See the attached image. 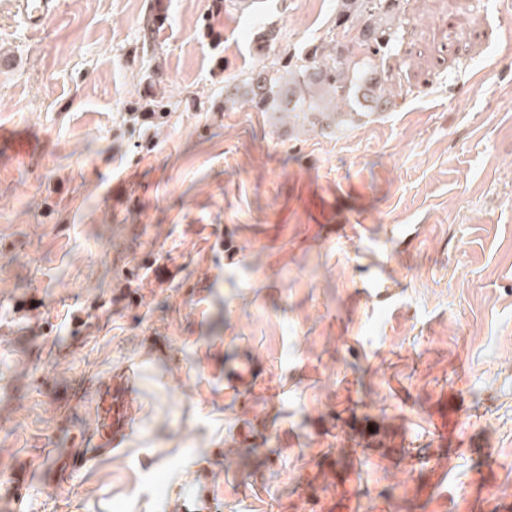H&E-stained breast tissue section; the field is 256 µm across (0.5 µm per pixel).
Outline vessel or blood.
Listing matches in <instances>:
<instances>
[{
  "mask_svg": "<svg viewBox=\"0 0 512 512\" xmlns=\"http://www.w3.org/2000/svg\"><path fill=\"white\" fill-rule=\"evenodd\" d=\"M25 21L33 27L42 26L55 9V0H19ZM133 382L123 378L105 385L95 402L96 427L92 437L100 448L115 447L131 429L129 403ZM216 498L208 478L193 482L174 506L175 512H214Z\"/></svg>",
  "mask_w": 512,
  "mask_h": 512,
  "instance_id": "1",
  "label": "vessel or blood"
}]
</instances>
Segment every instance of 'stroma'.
<instances>
[{"mask_svg":"<svg viewBox=\"0 0 512 512\" xmlns=\"http://www.w3.org/2000/svg\"><path fill=\"white\" fill-rule=\"evenodd\" d=\"M57 3L33 31L0 0V125L33 137L0 147L25 512H168L198 473L219 512H512V0H400L403 91L332 136L224 86L327 39L336 0H168L147 42L151 0ZM156 68L168 123L129 121ZM126 375L132 433L86 451Z\"/></svg>","mask_w":512,"mask_h":512,"instance_id":"obj_1","label":"stroma"}]
</instances>
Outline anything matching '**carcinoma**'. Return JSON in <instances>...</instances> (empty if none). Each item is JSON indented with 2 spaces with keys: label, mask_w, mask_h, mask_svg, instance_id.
<instances>
[{
  "label": "carcinoma",
  "mask_w": 512,
  "mask_h": 512,
  "mask_svg": "<svg viewBox=\"0 0 512 512\" xmlns=\"http://www.w3.org/2000/svg\"><path fill=\"white\" fill-rule=\"evenodd\" d=\"M397 12L398 0H338L336 36L246 73L241 85L249 101L278 121L286 117L295 127L322 132L388 111L394 97L388 61L403 39ZM166 19L167 6L155 0L143 42ZM239 86L224 90V103L234 102ZM141 113L151 114L160 125L167 123L169 98L155 93L129 116Z\"/></svg>",
  "instance_id": "carcinoma-1"
}]
</instances>
